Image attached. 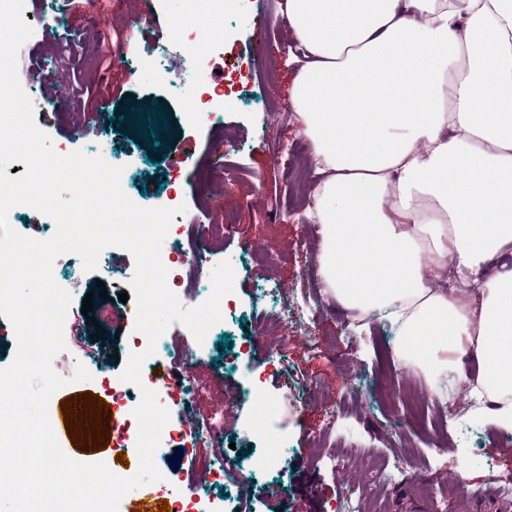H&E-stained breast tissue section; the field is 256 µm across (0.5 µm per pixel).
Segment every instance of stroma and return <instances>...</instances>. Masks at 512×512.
Segmentation results:
<instances>
[{"label": "stroma", "mask_w": 512, "mask_h": 512, "mask_svg": "<svg viewBox=\"0 0 512 512\" xmlns=\"http://www.w3.org/2000/svg\"><path fill=\"white\" fill-rule=\"evenodd\" d=\"M283 3L238 0L236 16L225 17L224 45L212 51L202 81L212 87L222 83L230 63L241 65L242 75L219 120L187 119L194 102L175 89L180 70L165 73L155 64L159 55L179 54L163 30L130 42L128 51L136 58L131 78L83 101L69 100L45 131L56 153L80 150L122 167L124 189L141 207L169 206L171 182L180 180L186 211L175 215V223L220 224L225 211L235 213L233 229L213 239L200 266L206 281L218 263H232L235 290L224 324L201 344L185 326L172 324L158 361L162 367L184 359L192 364L186 401L175 409L185 428L200 425L214 409L224 411L220 442L204 437L196 448L198 461L225 470L223 481L205 485L211 499L236 506L249 498L253 512H340L358 479L355 471L338 473L319 462L315 437L322 434L332 448H364L392 463L418 456L420 482L404 473L377 489L381 512H436L435 502L446 498L452 478L460 479L465 493L446 498L445 512H478L497 489L498 475L512 473V442L503 441L500 429L474 410L465 391L415 432L404 413L381 401L374 388L399 333L379 316L353 325L322 278V249L311 246L307 236L310 211L294 209L290 174L310 144L289 95L302 60L292 50L297 40L284 21ZM24 10L35 32L25 65L42 96L63 73L98 82L90 41L107 32L124 35L131 6L129 0H112L106 8L100 0H25ZM155 103L170 129L148 146L123 116ZM228 138L233 147L224 154L225 173L210 180L214 149ZM134 269L132 254L119 247L104 249L92 272L84 271L77 255L55 259L53 277L68 289L71 302L66 348L52 361L68 383L51 397L50 418H59L62 400L73 394L104 396L103 378L123 371L134 331L133 306L117 296L126 291ZM101 283L108 296L95 298L91 324L81 313L82 301ZM295 302L302 305L303 317L279 319L281 306ZM269 317L276 323L261 351L253 338ZM269 348L275 352L271 362L265 357ZM79 364L90 380L72 382ZM198 384L203 394L195 393ZM261 400L270 405L262 419L256 414ZM154 463L163 485L192 494L184 478L189 461L176 447L163 449ZM159 485L127 493L124 512H138L144 499L162 500Z\"/></svg>", "instance_id": "35a3bbf8"}]
</instances>
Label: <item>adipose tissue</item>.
Instances as JSON below:
<instances>
[{"mask_svg": "<svg viewBox=\"0 0 512 512\" xmlns=\"http://www.w3.org/2000/svg\"><path fill=\"white\" fill-rule=\"evenodd\" d=\"M284 13L310 55L291 94L323 176L326 284L348 310L390 311L404 367L474 358L470 398L511 430L512 0H285ZM427 253L478 285L476 329Z\"/></svg>", "mask_w": 512, "mask_h": 512, "instance_id": "obj_1", "label": "adipose tissue"}]
</instances>
